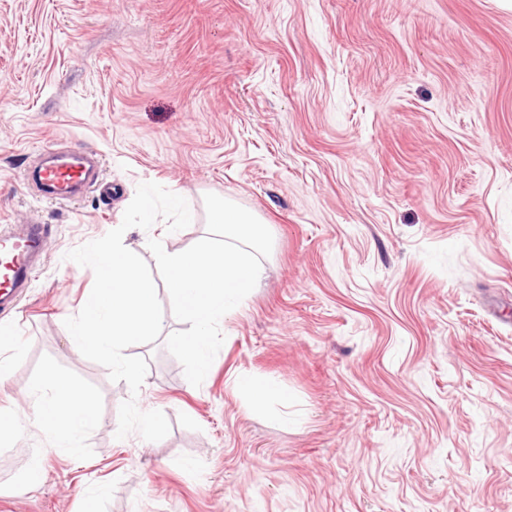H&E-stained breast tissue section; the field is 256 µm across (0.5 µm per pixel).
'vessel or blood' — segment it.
Wrapping results in <instances>:
<instances>
[{
  "mask_svg": "<svg viewBox=\"0 0 512 512\" xmlns=\"http://www.w3.org/2000/svg\"><path fill=\"white\" fill-rule=\"evenodd\" d=\"M100 162L90 156L74 154L54 159L44 166L38 179L48 196L57 200L76 199L82 189L99 177ZM46 231L44 225H27L22 235L16 236L11 255L4 262L0 275V308L15 305L26 288L34 264L44 252Z\"/></svg>",
  "mask_w": 512,
  "mask_h": 512,
  "instance_id": "vessel-or-blood-1",
  "label": "vessel or blood"
}]
</instances>
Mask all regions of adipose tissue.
I'll use <instances>...</instances> for the list:
<instances>
[{
	"label": "adipose tissue",
	"mask_w": 512,
	"mask_h": 512,
	"mask_svg": "<svg viewBox=\"0 0 512 512\" xmlns=\"http://www.w3.org/2000/svg\"><path fill=\"white\" fill-rule=\"evenodd\" d=\"M51 391V398L43 405L33 425L53 435L57 447H77L83 425L93 423L96 413L89 397L79 388L53 376H45L33 388L34 393Z\"/></svg>",
	"instance_id": "1"
}]
</instances>
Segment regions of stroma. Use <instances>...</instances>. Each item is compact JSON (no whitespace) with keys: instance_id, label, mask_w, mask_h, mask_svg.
I'll list each match as a JSON object with an SVG mask.
<instances>
[{"instance_id":"obj_1","label":"stroma","mask_w":512,"mask_h":512,"mask_svg":"<svg viewBox=\"0 0 512 512\" xmlns=\"http://www.w3.org/2000/svg\"><path fill=\"white\" fill-rule=\"evenodd\" d=\"M47 145L100 155L111 194L39 195ZM145 182L244 207L273 248L202 385L160 339L126 350L134 395L64 326L94 283L66 254ZM31 220L46 253L0 311V418L48 374L97 417L74 450L0 441V512H512V0H0V234ZM207 234L123 243L151 265L149 240ZM131 397L164 439H116ZM237 386L243 394V397L251 402L278 401L284 402L286 395L275 385L265 383L259 384L250 379H239Z\"/></svg>"}]
</instances>
